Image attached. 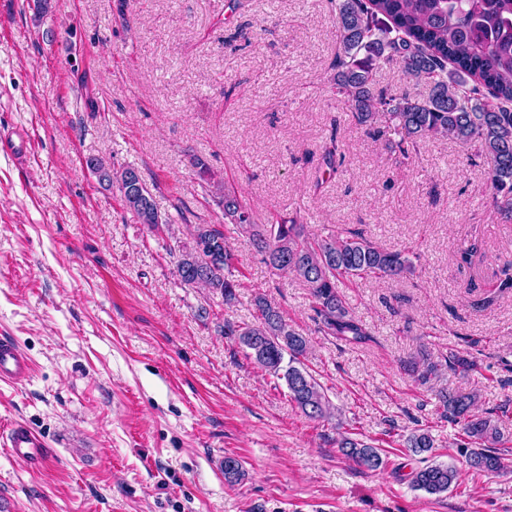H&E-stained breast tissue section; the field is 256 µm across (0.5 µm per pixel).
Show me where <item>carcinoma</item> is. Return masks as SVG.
Segmentation results:
<instances>
[{"label":"carcinoma","instance_id":"cac0c4a2","mask_svg":"<svg viewBox=\"0 0 512 512\" xmlns=\"http://www.w3.org/2000/svg\"><path fill=\"white\" fill-rule=\"evenodd\" d=\"M336 32L333 84L337 94L347 97L355 123L372 126L382 109L395 122L401 145L431 136L479 143L490 164L491 204L512 214V0H336ZM394 61L407 75L431 86L427 98L376 87L373 67ZM483 89L487 94L481 93ZM85 163L100 181L117 186L138 223L153 229L165 223L147 184L128 188V175L135 168L114 171L100 156L88 157ZM190 164L219 191L216 203L224 223L245 233L272 271L291 273L310 289L321 331L350 343L369 340L364 324L338 295L336 278L410 274L414 265L405 253L380 249L358 233L332 230L311 239L301 224H255L250 208L204 160L193 156ZM231 260L224 233L210 224H197L192 241L178 249L176 271L182 283L208 288L230 305L237 283L224 270ZM254 305L255 322L226 325L224 334L237 337L262 370L285 382L290 401L305 416L330 419L334 407L323 388L298 366L308 340L266 297H256ZM445 364L463 373L477 368L475 361L456 353ZM405 368L425 385L439 376L441 364L410 360ZM439 402L443 418L462 426L466 441L461 448L470 467L484 475L504 472L506 458L495 448L501 436L499 419L476 411L477 393L442 391ZM339 448L360 467L376 471L384 465L379 450L361 440L345 436ZM407 448L420 455L434 448V439L429 430L418 429L407 439ZM244 477L236 458H224L227 482L236 484ZM457 482L456 470L443 463L427 464L411 476L412 487L432 495L448 492Z\"/></svg>","mask_w":512,"mask_h":512}]
</instances>
